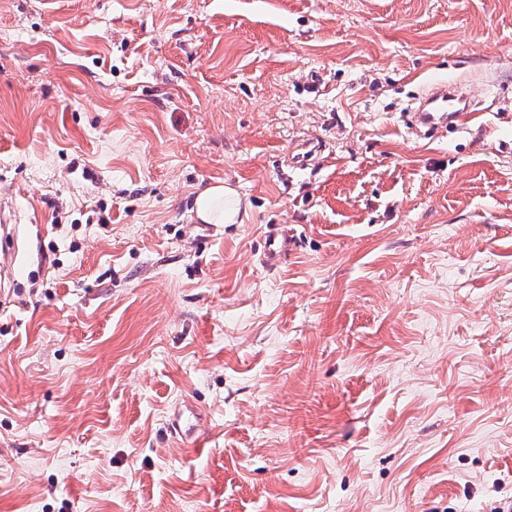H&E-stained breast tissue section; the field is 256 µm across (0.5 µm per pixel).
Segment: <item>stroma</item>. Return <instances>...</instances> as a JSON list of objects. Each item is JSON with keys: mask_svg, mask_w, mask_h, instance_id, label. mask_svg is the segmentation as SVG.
<instances>
[{"mask_svg": "<svg viewBox=\"0 0 512 512\" xmlns=\"http://www.w3.org/2000/svg\"><path fill=\"white\" fill-rule=\"evenodd\" d=\"M0 196V512L512 501V0H0ZM411 126L415 130H434L448 125L463 128L476 115L467 95H459L448 89L446 83H433L419 99V105L411 112ZM322 144L319 140L308 139L296 146L294 152L289 156V162L296 168H306L317 154L321 152ZM197 219L206 224H241L242 202L230 186L216 184L200 191L194 199ZM293 235L288 234V226L270 224L263 236V261L269 266H277L283 254L288 251Z\"/></svg>", "mask_w": 512, "mask_h": 512, "instance_id": "1", "label": "stroma"}]
</instances>
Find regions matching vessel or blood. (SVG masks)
<instances>
[{"label":"vessel or blood","instance_id":"b4317fda","mask_svg":"<svg viewBox=\"0 0 512 512\" xmlns=\"http://www.w3.org/2000/svg\"><path fill=\"white\" fill-rule=\"evenodd\" d=\"M473 118L474 113L468 96L449 90L447 84L433 83L420 98L418 107L411 114L410 122L413 129L434 130L448 125L461 128ZM321 149L320 141L305 140L297 145L289 162L297 168L307 167ZM291 240L287 225H267L263 236L264 263L270 267L276 266L282 255L287 252Z\"/></svg>","mask_w":512,"mask_h":512}]
</instances>
